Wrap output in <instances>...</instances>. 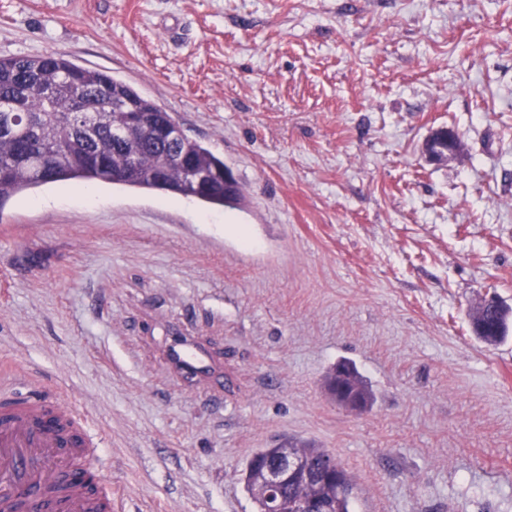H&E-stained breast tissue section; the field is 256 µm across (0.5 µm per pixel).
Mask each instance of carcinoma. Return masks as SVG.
<instances>
[{"label":"carcinoma","mask_w":512,"mask_h":512,"mask_svg":"<svg viewBox=\"0 0 512 512\" xmlns=\"http://www.w3.org/2000/svg\"><path fill=\"white\" fill-rule=\"evenodd\" d=\"M80 94L98 104L95 136L70 131L62 119L74 112ZM148 114L152 127L120 135L112 130L127 105ZM177 122L133 86L101 71L75 65L60 53L20 54L0 58V208L11 197L53 182L102 181L142 191H160L173 197L195 198L212 206H234L243 197L242 186L224 189L220 176L228 166L205 144L182 134L171 138L161 128ZM185 156L196 169L212 177L198 191L190 185L174 157ZM476 335L488 344L508 337L509 310L501 305L474 316ZM327 389L343 403L342 394L355 393L367 403L370 393L356 372L341 365L327 378ZM299 455L320 480L298 479L281 489L267 484L264 469ZM256 512H289L301 501L318 500L329 512H353L348 472L325 449L285 441L260 448L242 473Z\"/></svg>","instance_id":"1"}]
</instances>
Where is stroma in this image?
<instances>
[{
  "instance_id": "obj_1",
  "label": "stroma",
  "mask_w": 512,
  "mask_h": 512,
  "mask_svg": "<svg viewBox=\"0 0 512 512\" xmlns=\"http://www.w3.org/2000/svg\"><path fill=\"white\" fill-rule=\"evenodd\" d=\"M46 52L153 99L246 198L0 208V374L86 420L112 512H255L241 473L287 439L355 512H512V337L472 329L512 309V0H0V57ZM175 336L220 378L174 374ZM344 361L365 408L327 390ZM425 153L431 161H443L457 155L458 143L454 133L447 129L443 134L438 129L432 131L425 142ZM477 312L473 327L479 338L488 344H496L508 337L509 310L499 303V306L487 308L480 316H477Z\"/></svg>"
}]
</instances>
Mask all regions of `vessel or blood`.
<instances>
[{"mask_svg":"<svg viewBox=\"0 0 512 512\" xmlns=\"http://www.w3.org/2000/svg\"><path fill=\"white\" fill-rule=\"evenodd\" d=\"M168 363L184 376L218 371L207 347L181 340ZM91 446L87 427L66 405L18 392L0 396V512H112L111 498L96 489L109 475L97 472L92 485L81 478L91 470Z\"/></svg>","mask_w":512,"mask_h":512,"instance_id":"1","label":"vessel or blood"}]
</instances>
